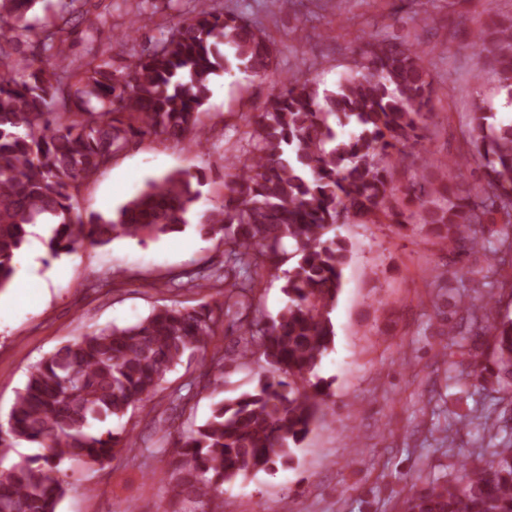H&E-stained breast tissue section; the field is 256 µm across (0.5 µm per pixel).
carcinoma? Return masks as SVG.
I'll return each mask as SVG.
<instances>
[{
	"label": "carcinoma",
	"instance_id": "cac0c4a2",
	"mask_svg": "<svg viewBox=\"0 0 512 512\" xmlns=\"http://www.w3.org/2000/svg\"><path fill=\"white\" fill-rule=\"evenodd\" d=\"M66 0L36 27L28 12L37 0H0V291L14 280V260L29 228L52 227L44 244L58 257L88 244L148 239L183 231L224 239L227 262L246 274L216 302L239 332L236 360L257 354L267 375L250 392L222 399L211 416L172 450L174 500L199 512L224 486L277 465L323 421L330 384L317 368L334 343L331 313L342 289L349 244L332 234L358 217L405 227L411 215L392 203V158L416 150L422 173L405 187L408 204L444 252L436 277L477 250L471 227L512 228V124L494 123L493 104L474 101L470 135L479 155L481 189L463 193L439 170L469 158L428 156L426 121L437 88L417 48L371 37L356 70L330 90L295 75L266 101L250 133L251 156L239 162L224 199L198 217L205 174L178 170L150 179L107 214L76 211L83 182L107 167L135 137L176 144L197 140L199 112L218 70L263 78L276 62L264 29L248 17L197 2L167 32L141 45L133 63L114 67L69 58L77 4ZM33 37L31 57L18 63L21 38ZM224 45L219 53L218 45ZM475 80L493 66L498 90L512 104V19L469 43ZM351 132L344 134L343 128ZM282 276L287 303L269 319L256 315L251 293L265 276ZM219 319L213 308L174 303L128 325L85 333L30 367L5 421L0 422V512H58L70 463L100 468L125 446V417L144 406L184 358L209 361L224 375L225 357L208 353ZM495 339L493 367L475 371L480 385L512 397V318L486 326ZM26 442L46 450L3 468ZM461 475L412 486L404 512H512V445L492 459H468Z\"/></svg>",
	"mask_w": 512,
	"mask_h": 512
}]
</instances>
